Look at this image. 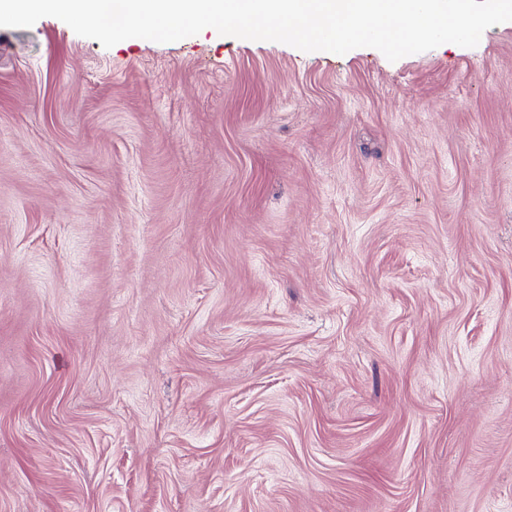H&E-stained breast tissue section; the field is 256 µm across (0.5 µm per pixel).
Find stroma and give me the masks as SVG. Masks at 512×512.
<instances>
[{
  "mask_svg": "<svg viewBox=\"0 0 512 512\" xmlns=\"http://www.w3.org/2000/svg\"><path fill=\"white\" fill-rule=\"evenodd\" d=\"M0 512H512V24L0 27Z\"/></svg>",
  "mask_w": 512,
  "mask_h": 512,
  "instance_id": "1",
  "label": "stroma"
}]
</instances>
